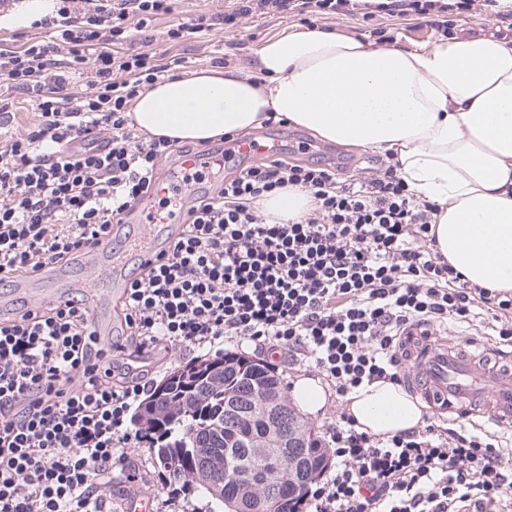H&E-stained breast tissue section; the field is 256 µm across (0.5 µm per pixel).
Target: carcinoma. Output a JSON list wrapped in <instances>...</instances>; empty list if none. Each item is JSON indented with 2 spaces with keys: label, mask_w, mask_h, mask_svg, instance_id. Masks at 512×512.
<instances>
[{
  "label": "carcinoma",
  "mask_w": 512,
  "mask_h": 512,
  "mask_svg": "<svg viewBox=\"0 0 512 512\" xmlns=\"http://www.w3.org/2000/svg\"><path fill=\"white\" fill-rule=\"evenodd\" d=\"M242 401L243 413L231 419L224 395ZM286 395L281 379L267 365L233 354L197 359L160 381L135 414V421L155 434L152 453L184 490L209 499V512H225V502L254 485L276 481L278 512H298L311 481L325 466L326 449L295 410H281L275 427L283 435L300 432L307 442L276 460L257 451L268 422L256 399Z\"/></svg>",
  "instance_id": "carcinoma-1"
}]
</instances>
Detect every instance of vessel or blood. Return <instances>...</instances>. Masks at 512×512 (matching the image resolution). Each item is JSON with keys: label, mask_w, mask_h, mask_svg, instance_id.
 Listing matches in <instances>:
<instances>
[{"label": "vessel or blood", "mask_w": 512, "mask_h": 512, "mask_svg": "<svg viewBox=\"0 0 512 512\" xmlns=\"http://www.w3.org/2000/svg\"><path fill=\"white\" fill-rule=\"evenodd\" d=\"M283 151V145L275 139L260 142L238 138L231 154H186L180 157L177 166L185 170L205 169L216 163H229L234 157L262 161ZM165 183V188L159 189L157 195H146L137 202L125 215V222L144 225L152 234L161 228H177L185 224L188 219L185 211L159 210L154 199L169 195L186 197L197 192L199 186L180 181L174 175L166 178ZM31 280L39 286L30 306L31 312L66 302L63 268L44 266L32 275ZM400 354L406 388L430 411L448 415L455 421L479 416L501 425L512 424V376H499L480 356L459 350L454 343L442 339L425 325L410 328L403 334Z\"/></svg>", "instance_id": "vessel-or-blood-1"}]
</instances>
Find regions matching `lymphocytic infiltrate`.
I'll return each mask as SVG.
<instances>
[{"label":"lymphocytic infiltrate","instance_id":"lymphocytic-infiltrate-1","mask_svg":"<svg viewBox=\"0 0 512 512\" xmlns=\"http://www.w3.org/2000/svg\"><path fill=\"white\" fill-rule=\"evenodd\" d=\"M354 2L238 0L222 22L236 27L257 7L330 15ZM474 2L378 0L374 9L424 17ZM170 9L169 0H54L34 22L45 40L0 51V76L40 112L26 133L0 139V283L69 266L110 240L173 156L174 141L135 133L128 106L182 58L113 51ZM288 185L309 194V213L284 223L258 212L257 201ZM436 213L389 162L343 182L318 163L214 172L188 224L130 285L123 367L72 303L0 322V512H112L102 485L126 467L130 443L150 441L127 423L149 391L143 366L177 346L281 349L311 361L344 397L401 383L397 347L418 324L480 321L511 345L512 291L471 285L431 252ZM329 441L307 512H497L512 496V450L462 427L384 439L344 416Z\"/></svg>","mask_w":512,"mask_h":512}]
</instances>
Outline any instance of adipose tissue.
<instances>
[{
  "instance_id": "ef3b65f1",
  "label": "adipose tissue",
  "mask_w": 512,
  "mask_h": 512,
  "mask_svg": "<svg viewBox=\"0 0 512 512\" xmlns=\"http://www.w3.org/2000/svg\"><path fill=\"white\" fill-rule=\"evenodd\" d=\"M256 57L257 79L214 67L146 86L130 117L150 135L196 143L284 118L389 156L411 192L438 206L435 250L469 283L512 290V39L410 51L306 30L266 41ZM347 412L384 439L423 417L387 381L350 393Z\"/></svg>"
}]
</instances>
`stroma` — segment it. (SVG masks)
<instances>
[{"mask_svg": "<svg viewBox=\"0 0 512 512\" xmlns=\"http://www.w3.org/2000/svg\"><path fill=\"white\" fill-rule=\"evenodd\" d=\"M235 0H173L170 12L158 15L148 33H134L125 44L129 51L140 50L144 38H151L154 52L164 56L177 55L185 60V72L210 67L215 57H223L227 67L239 70L242 74L256 76V50L266 40L281 37L299 30H329L345 36L363 39L372 45H379L381 37L392 38L398 48L426 50L441 42L442 37L425 18L418 15H388L382 12L363 14L362 12L339 13L325 16L307 14H279L254 12L243 19L240 26L227 29L215 26L212 30L189 35L178 42L169 41L170 28L189 22L201 15H219L234 7ZM455 36L489 35L512 38V17L496 15L493 7L484 0H476L472 12L461 14L454 24ZM265 136H275L284 141L311 144V152L296 154L301 163L334 162L338 165L340 180L366 178L372 176L384 155L361 147L333 143L319 138L311 131L289 123L271 124L261 127ZM69 279L75 284V294L87 301L100 302L101 317L114 314L111 306L102 302L101 289L106 268L103 265H71L67 269ZM130 461L138 466L150 487L153 497V512H168L166 504L167 486L160 469L148 447L133 446L128 450Z\"/></svg>", "mask_w": 512, "mask_h": 512, "instance_id": "obj_1", "label": "stroma"}]
</instances>
